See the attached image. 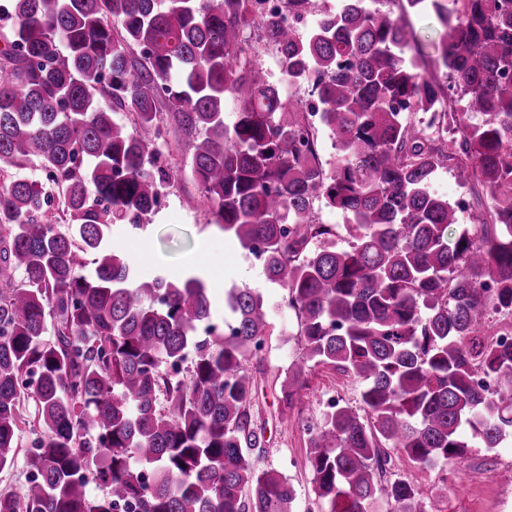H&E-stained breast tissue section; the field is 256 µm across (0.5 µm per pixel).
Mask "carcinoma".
<instances>
[{"instance_id":"obj_1","label":"carcinoma","mask_w":512,"mask_h":512,"mask_svg":"<svg viewBox=\"0 0 512 512\" xmlns=\"http://www.w3.org/2000/svg\"><path fill=\"white\" fill-rule=\"evenodd\" d=\"M390 2L339 0L305 29L250 0L0 6L1 471L22 426L39 428L0 512H294L292 485L253 461L260 289H229L233 324L217 331L202 278L144 280L112 240L172 185L167 115L212 223L263 246L265 280L300 320L281 419L309 369L362 384V408L336 403L309 441L325 512H372L380 496L426 512L433 492L381 482L388 449L429 466L512 438V346L494 340L512 329V0H399L398 15ZM422 12L445 28L449 86L408 56L403 16ZM252 29L309 98L285 100L253 63ZM309 112L334 142L329 174ZM448 167L494 201L453 242L457 212L432 189ZM317 197L344 215L348 247L310 248L334 235Z\"/></svg>"}]
</instances>
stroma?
I'll use <instances>...</instances> for the list:
<instances>
[{"instance_id": "1", "label": "stroma", "mask_w": 512, "mask_h": 512, "mask_svg": "<svg viewBox=\"0 0 512 512\" xmlns=\"http://www.w3.org/2000/svg\"><path fill=\"white\" fill-rule=\"evenodd\" d=\"M167 140L176 178L164 203L146 217L143 229L116 230L115 242L134 260L145 279L161 272L173 279L184 277L189 273V259H196L208 273L212 320L218 324L227 318L226 288L236 285L263 289L271 327L262 349L245 364L256 383L253 414L267 439L258 466L279 471L294 488L295 512H307L315 494L306 457L308 434L302 422L307 419L321 424L324 403L332 396L343 404L359 407L362 385L330 369L314 368L301 393L300 413L282 418L277 380L303 349L295 311L288 305L285 290L266 282L251 254L212 224L192 176L191 148L179 131L170 129ZM448 465L456 472L450 481L444 471ZM448 465L416 468L402 464L398 470L423 487L443 486V494L432 503L435 512H512L511 441L494 450L467 449L463 457L450 459Z\"/></svg>"}]
</instances>
